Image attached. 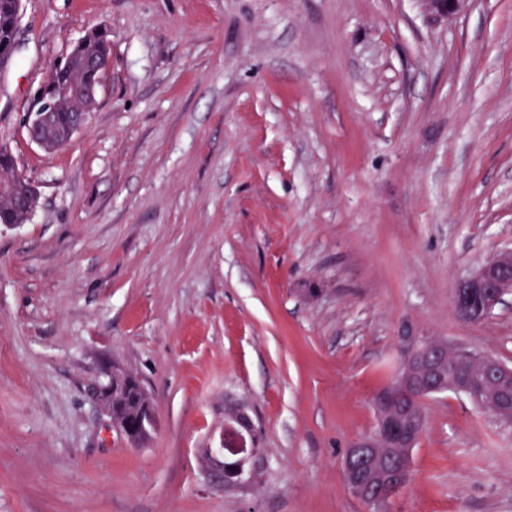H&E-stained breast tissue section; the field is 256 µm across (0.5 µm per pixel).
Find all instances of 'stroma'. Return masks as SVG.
<instances>
[{
	"instance_id": "stroma-1",
	"label": "stroma",
	"mask_w": 512,
	"mask_h": 512,
	"mask_svg": "<svg viewBox=\"0 0 512 512\" xmlns=\"http://www.w3.org/2000/svg\"><path fill=\"white\" fill-rule=\"evenodd\" d=\"M95 28L98 106L44 151L31 97ZM0 144L40 192L0 228V512H371L344 459L424 342L512 367V295L454 302L512 248V0H22ZM115 365L136 446L91 395ZM229 401L264 450L232 490ZM424 408L387 512H512V421ZM425 9L434 19H448L463 10L469 0H424ZM140 385L138 379L128 372L116 379V385L112 388V411L101 396L100 389L97 390L96 396L102 408L111 418L112 412L120 418L133 413H144L148 408L152 411L149 398L139 391Z\"/></svg>"
}]
</instances>
